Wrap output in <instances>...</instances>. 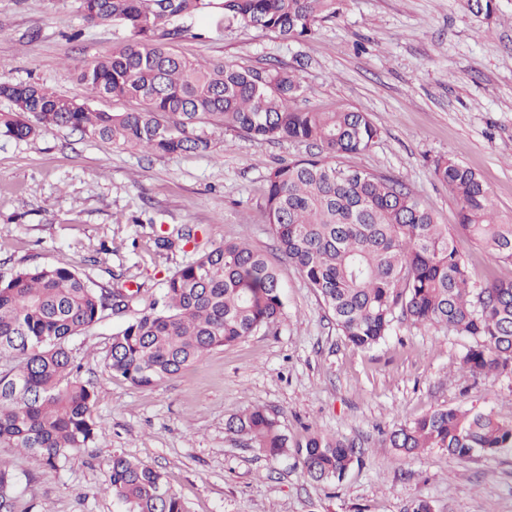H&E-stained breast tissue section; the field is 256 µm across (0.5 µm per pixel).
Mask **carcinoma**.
<instances>
[{"mask_svg": "<svg viewBox=\"0 0 512 512\" xmlns=\"http://www.w3.org/2000/svg\"><path fill=\"white\" fill-rule=\"evenodd\" d=\"M344 0H79L86 22H121L127 41L80 68L78 81L101 99L135 109L106 112L36 82L0 81V134L26 140L70 129L117 147L157 155L205 154L204 127L262 140L305 143L316 152L271 169L264 209L279 252L319 294L338 330L357 348H371L395 324H440L469 340L461 364L474 377L512 374V278L472 281L455 233L512 264V221L497 219L488 188L450 156L434 176L456 201L457 224L438 222L427 202L400 179L336 159L369 150L379 129L349 108L298 110L304 93L288 69L260 71L206 65L177 45L190 30L185 15L242 24L301 42L315 24L340 14ZM491 21L495 0H465ZM197 229L182 225L155 238L159 250L185 248ZM140 291L97 288L68 265L35 266L0 278V447L41 457L49 467L92 446L100 428L94 386L78 376L69 341L140 302ZM284 311L282 284L267 258L244 242L196 252L152 299L112 332L107 364L113 376L153 388L207 353L270 328ZM229 430L265 455H292L314 480L341 481L358 459L354 441L313 433L292 443L276 415L256 406L232 416ZM404 454L442 448L458 458L512 454V416L437 409L389 435ZM16 477L0 456V512H16ZM106 491L127 512H188L158 469L112 455Z\"/></svg>", "mask_w": 512, "mask_h": 512, "instance_id": "carcinoma-1", "label": "carcinoma"}]
</instances>
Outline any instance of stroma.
I'll return each mask as SVG.
<instances>
[{
    "label": "stroma",
    "instance_id": "stroma-1",
    "mask_svg": "<svg viewBox=\"0 0 512 512\" xmlns=\"http://www.w3.org/2000/svg\"><path fill=\"white\" fill-rule=\"evenodd\" d=\"M485 22L463 0H344L340 16L303 42L251 27L185 19L179 50L206 63L288 68L306 88L300 110L349 107L380 137L346 164L401 179L456 224L457 206L433 175L452 156L478 173L497 214L512 218V0ZM77 0H0V78L79 96V66L127 37L121 23L91 25ZM207 154L154 155L60 129L28 140L0 136V276L66 264L96 285L159 296L192 247L156 250V235L189 224L201 242L245 241L277 267L284 314L270 329L218 348L154 388L113 377L112 315L69 347L96 391L102 427L92 448L46 468L0 450L17 475L18 512H126L104 487L113 454L160 470L189 512H512V456L469 458L391 448L395 426L438 408L512 415V375L473 380L467 342L448 328L404 323L380 344L347 342L300 272L275 247L263 210L265 176L305 145L207 126ZM473 281L512 278L465 235L455 237ZM259 405L291 441L312 432L360 443L343 481L318 483L294 457L272 459L226 429Z\"/></svg>",
    "mask_w": 512,
    "mask_h": 512
}]
</instances>
